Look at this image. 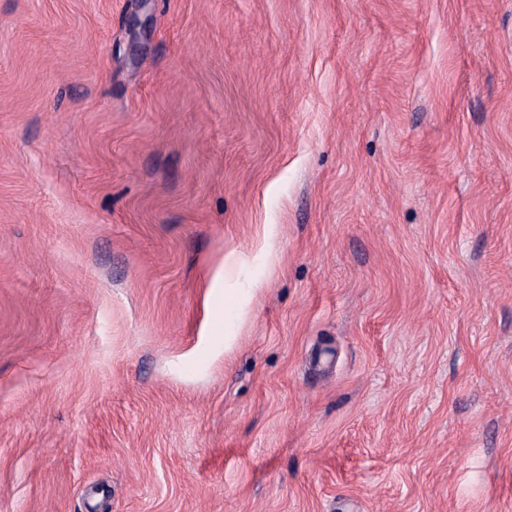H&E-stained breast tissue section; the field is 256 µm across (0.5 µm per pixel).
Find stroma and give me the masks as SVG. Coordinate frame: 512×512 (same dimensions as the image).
<instances>
[{
	"instance_id": "stroma-1",
	"label": "stroma",
	"mask_w": 512,
	"mask_h": 512,
	"mask_svg": "<svg viewBox=\"0 0 512 512\" xmlns=\"http://www.w3.org/2000/svg\"><path fill=\"white\" fill-rule=\"evenodd\" d=\"M0 512H512V0H0Z\"/></svg>"
}]
</instances>
